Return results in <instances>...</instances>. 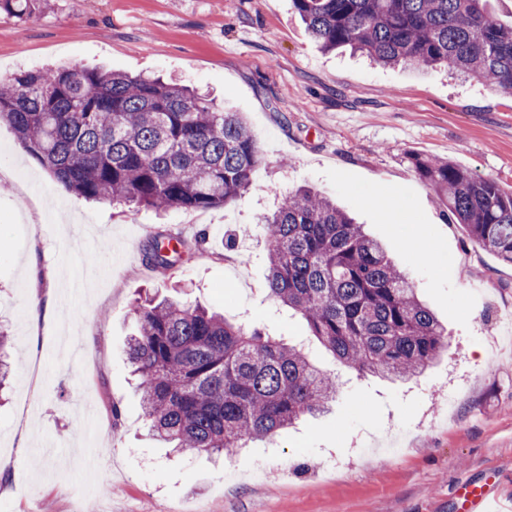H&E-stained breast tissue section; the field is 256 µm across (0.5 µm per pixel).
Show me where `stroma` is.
<instances>
[{
	"mask_svg": "<svg viewBox=\"0 0 512 512\" xmlns=\"http://www.w3.org/2000/svg\"><path fill=\"white\" fill-rule=\"evenodd\" d=\"M104 66L191 85L244 113L263 156L235 202L155 213L69 192L0 123V321L13 377L0 406V512H453L463 480L512 501V265L451 223L409 153L512 190V96L474 79L327 53L292 0H38L0 10V80ZM306 184L380 240L448 327L408 383L361 377L266 291L261 219ZM207 238L164 274L150 237ZM100 273L56 322L37 306ZM201 304L304 344L342 385L331 410L229 460L172 456L147 429L125 346L139 295Z\"/></svg>",
	"mask_w": 512,
	"mask_h": 512,
	"instance_id": "35a3bbf8",
	"label": "stroma"
}]
</instances>
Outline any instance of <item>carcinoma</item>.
Here are the masks:
<instances>
[{"label":"carcinoma","mask_w":512,"mask_h":512,"mask_svg":"<svg viewBox=\"0 0 512 512\" xmlns=\"http://www.w3.org/2000/svg\"><path fill=\"white\" fill-rule=\"evenodd\" d=\"M35 0H0L29 15ZM323 49L382 66H444L512 95V25L487 0H292ZM0 121L70 192L162 211L233 203L263 163L240 112L187 86L101 68L57 66L1 82ZM452 222L512 264V193L439 157L412 154ZM269 295L297 311L338 362L410 381L449 350L442 322L383 244L328 197L299 188L264 217ZM180 240L154 236L145 260L166 271ZM126 347L153 434L177 452L231 456L272 440L336 399L339 382L299 346L234 325L199 305L139 298ZM0 329V390L12 373Z\"/></svg>","instance_id":"1"}]
</instances>
